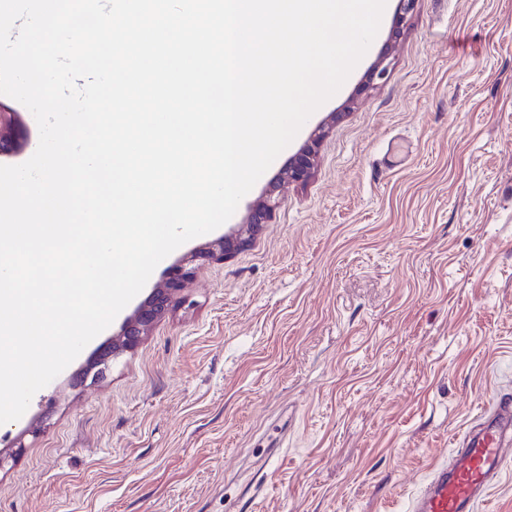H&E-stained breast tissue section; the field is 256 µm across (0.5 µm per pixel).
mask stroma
Returning a JSON list of instances; mask_svg holds the SVG:
<instances>
[{
    "mask_svg": "<svg viewBox=\"0 0 512 512\" xmlns=\"http://www.w3.org/2000/svg\"><path fill=\"white\" fill-rule=\"evenodd\" d=\"M340 90L234 215L274 189L252 242L199 261L180 303L106 378H72L112 322L0 425V512H408L481 411L512 397V0H398ZM393 68L366 86L381 54ZM22 149L31 112L0 95ZM306 184L283 180L316 131ZM288 443L275 447L277 426ZM22 447H15V439Z\"/></svg>",
    "mask_w": 512,
    "mask_h": 512,
    "instance_id": "obj_1",
    "label": "stroma"
}]
</instances>
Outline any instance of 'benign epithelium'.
I'll return each instance as SVG.
<instances>
[{
  "instance_id": "7a95c632",
  "label": "benign epithelium",
  "mask_w": 512,
  "mask_h": 512,
  "mask_svg": "<svg viewBox=\"0 0 512 512\" xmlns=\"http://www.w3.org/2000/svg\"><path fill=\"white\" fill-rule=\"evenodd\" d=\"M324 130H318L306 144L292 157L284 175L290 182L305 183L314 175L317 159L318 144ZM276 202L272 195L249 208L244 224L231 235L220 237L193 252L180 264L173 267L163 285L153 289L152 293L133 312L127 316L120 330L114 334L112 344L98 350L93 356L85 371L77 376L73 384L83 385L87 380L102 379L121 353L135 349L143 336L147 335L152 325L161 319L170 310L175 295L181 289L182 282L189 278L194 268L190 264L197 260L222 259L225 255L240 249L250 241V236L262 224L270 222Z\"/></svg>"
}]
</instances>
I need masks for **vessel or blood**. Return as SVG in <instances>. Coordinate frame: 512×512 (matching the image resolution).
<instances>
[{
    "label": "vessel or blood",
    "mask_w": 512,
    "mask_h": 512,
    "mask_svg": "<svg viewBox=\"0 0 512 512\" xmlns=\"http://www.w3.org/2000/svg\"><path fill=\"white\" fill-rule=\"evenodd\" d=\"M512 465V400L495 407L460 440L412 496L408 512H477L489 489Z\"/></svg>",
    "instance_id": "vessel-or-blood-1"
}]
</instances>
